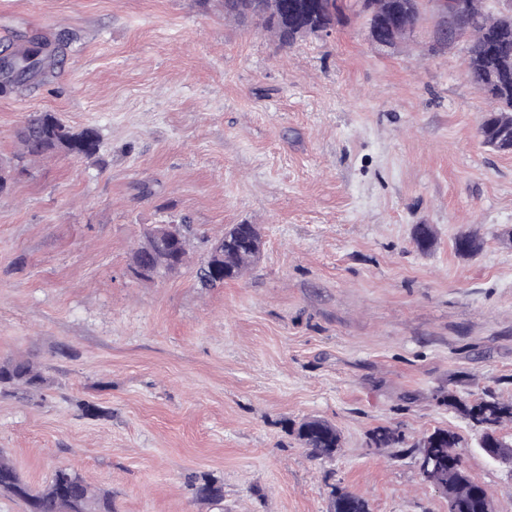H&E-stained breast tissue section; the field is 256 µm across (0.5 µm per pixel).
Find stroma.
Wrapping results in <instances>:
<instances>
[{
  "label": "stroma",
  "instance_id": "stroma-1",
  "mask_svg": "<svg viewBox=\"0 0 512 512\" xmlns=\"http://www.w3.org/2000/svg\"><path fill=\"white\" fill-rule=\"evenodd\" d=\"M431 29L383 53L354 17L281 50L217 0H0L1 53L63 45L0 94V155L34 112L102 137L98 162L55 156L0 197V361L48 379L0 393V451L32 487L64 466L116 512H330L335 485L372 512H448L415 458L368 443L441 427L512 512V473L438 398L512 397V153L483 144L491 103ZM179 215L190 264L135 279L144 228ZM232 224L258 225L260 257L202 288L205 240ZM307 417L336 426L333 459L298 440ZM203 476L220 505L196 500Z\"/></svg>",
  "mask_w": 512,
  "mask_h": 512
}]
</instances>
